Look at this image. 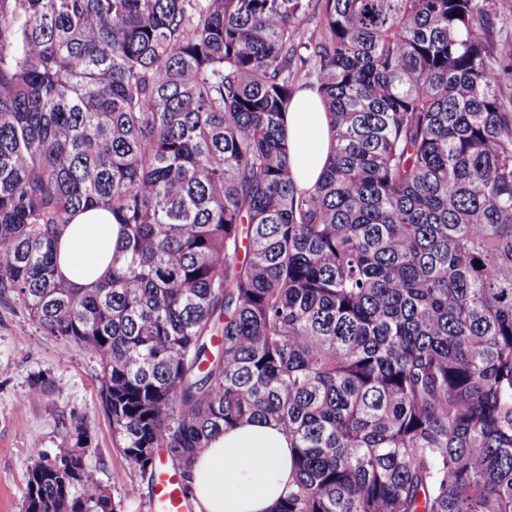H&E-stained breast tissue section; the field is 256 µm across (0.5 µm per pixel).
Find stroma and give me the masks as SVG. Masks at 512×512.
<instances>
[{
	"instance_id": "stroma-1",
	"label": "stroma",
	"mask_w": 512,
	"mask_h": 512,
	"mask_svg": "<svg viewBox=\"0 0 512 512\" xmlns=\"http://www.w3.org/2000/svg\"><path fill=\"white\" fill-rule=\"evenodd\" d=\"M99 358L53 336L14 298H0V512H25L27 470L35 452L73 444L76 423L91 433L87 463L120 512H153L152 484L130 468L112 439L98 393ZM46 381L34 389L35 379Z\"/></svg>"
}]
</instances>
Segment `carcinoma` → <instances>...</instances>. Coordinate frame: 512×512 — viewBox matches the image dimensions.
Here are the masks:
<instances>
[{"instance_id":"1","label":"carcinoma","mask_w":512,"mask_h":512,"mask_svg":"<svg viewBox=\"0 0 512 512\" xmlns=\"http://www.w3.org/2000/svg\"><path fill=\"white\" fill-rule=\"evenodd\" d=\"M186 2L0 0V294L95 352L113 441L187 501L197 450L263 420L296 448L275 512H512V57L486 0ZM308 77L336 145L300 192ZM87 209L125 237L79 289L54 248ZM73 438L25 512H116Z\"/></svg>"}]
</instances>
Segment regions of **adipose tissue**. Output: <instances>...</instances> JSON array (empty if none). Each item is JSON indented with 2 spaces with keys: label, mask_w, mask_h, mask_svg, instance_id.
<instances>
[{
  "label": "adipose tissue",
  "mask_w": 512,
  "mask_h": 512,
  "mask_svg": "<svg viewBox=\"0 0 512 512\" xmlns=\"http://www.w3.org/2000/svg\"><path fill=\"white\" fill-rule=\"evenodd\" d=\"M291 172L299 189L320 179L332 146L330 116L318 94L298 92L285 116ZM123 238L111 214L78 213L58 240V267L76 288L107 271ZM293 479L291 442L271 423L251 422L212 438L191 468L194 512H272Z\"/></svg>",
  "instance_id": "obj_1"
}]
</instances>
